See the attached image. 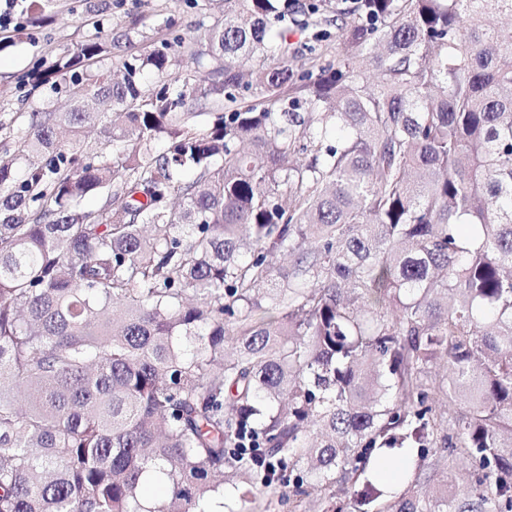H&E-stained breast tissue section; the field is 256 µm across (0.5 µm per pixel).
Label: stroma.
<instances>
[{
    "mask_svg": "<svg viewBox=\"0 0 512 512\" xmlns=\"http://www.w3.org/2000/svg\"><path fill=\"white\" fill-rule=\"evenodd\" d=\"M45 5L52 18L50 24L40 28L23 24L0 31V150L22 152L30 113L62 112L68 107L66 92L25 82V75L33 69L76 52L88 41L108 37L112 40L111 55L80 69L79 75L90 79L113 72L129 54L148 52L174 35L189 34L193 25L212 24L218 11L214 0H46ZM339 26L332 10L312 18L300 13L289 15L295 72L314 74L319 65L335 59L340 46ZM318 32L326 33V40L315 42ZM443 454L440 448L425 449L421 466L425 486L440 482L447 473L460 482L475 473V464L460 454L454 456L448 469L439 468Z\"/></svg>",
    "mask_w": 512,
    "mask_h": 512,
    "instance_id": "stroma-1",
    "label": "stroma"
}]
</instances>
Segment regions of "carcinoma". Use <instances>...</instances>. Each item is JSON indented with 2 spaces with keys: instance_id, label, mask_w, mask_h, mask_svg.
<instances>
[{
  "instance_id": "cac0c4a2",
  "label": "carcinoma",
  "mask_w": 512,
  "mask_h": 512,
  "mask_svg": "<svg viewBox=\"0 0 512 512\" xmlns=\"http://www.w3.org/2000/svg\"><path fill=\"white\" fill-rule=\"evenodd\" d=\"M324 2L224 0L117 82L75 77L98 41L28 74L73 107L0 152V512H345L341 482L359 512H512V0L338 3L300 78L283 23ZM185 52L205 87L168 83ZM200 95L229 111L201 126ZM436 446L475 460L459 496L388 458Z\"/></svg>"
}]
</instances>
